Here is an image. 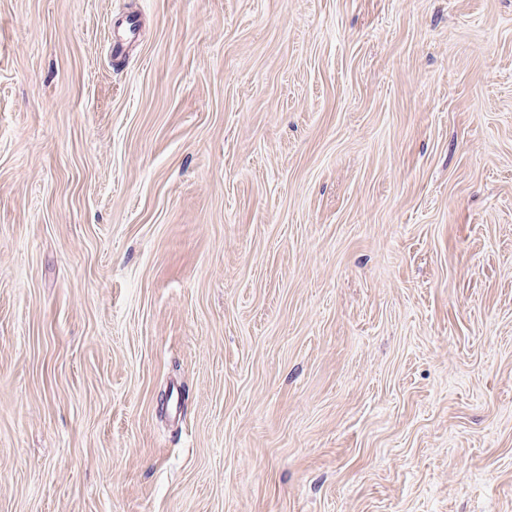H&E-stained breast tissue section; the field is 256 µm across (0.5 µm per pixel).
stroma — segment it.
I'll list each match as a JSON object with an SVG mask.
<instances>
[{"label": "stroma", "instance_id": "stroma-1", "mask_svg": "<svg viewBox=\"0 0 512 512\" xmlns=\"http://www.w3.org/2000/svg\"><path fill=\"white\" fill-rule=\"evenodd\" d=\"M0 512H512V0H0Z\"/></svg>", "mask_w": 512, "mask_h": 512}]
</instances>
